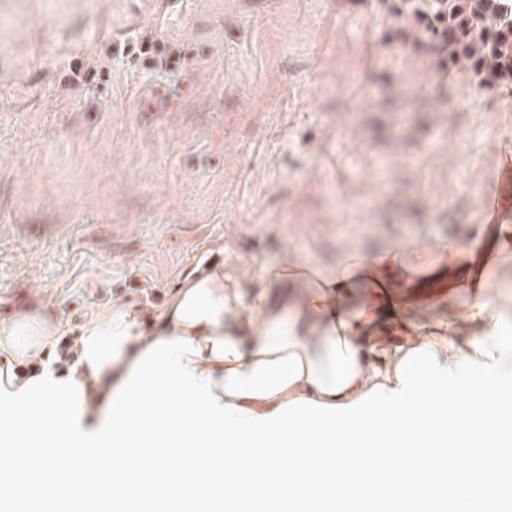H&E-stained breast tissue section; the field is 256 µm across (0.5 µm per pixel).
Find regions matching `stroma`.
Here are the masks:
<instances>
[{
	"label": "stroma",
	"instance_id": "obj_1",
	"mask_svg": "<svg viewBox=\"0 0 512 512\" xmlns=\"http://www.w3.org/2000/svg\"><path fill=\"white\" fill-rule=\"evenodd\" d=\"M145 33L159 64L125 52ZM428 40L380 0H0V318L72 337L212 266L255 288L281 257L471 241L512 200V88Z\"/></svg>",
	"mask_w": 512,
	"mask_h": 512
}]
</instances>
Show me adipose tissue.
<instances>
[{"instance_id": "obj_1", "label": "adipose tissue", "mask_w": 512, "mask_h": 512, "mask_svg": "<svg viewBox=\"0 0 512 512\" xmlns=\"http://www.w3.org/2000/svg\"><path fill=\"white\" fill-rule=\"evenodd\" d=\"M512 260V215L483 249L455 240L276 259L261 286L223 266L186 278L154 319L122 301L64 353L58 320H0V512L33 495L79 512H414L450 441L454 512H486L501 482L512 389V294L482 282ZM468 299L386 348L380 312L418 275Z\"/></svg>"}]
</instances>
